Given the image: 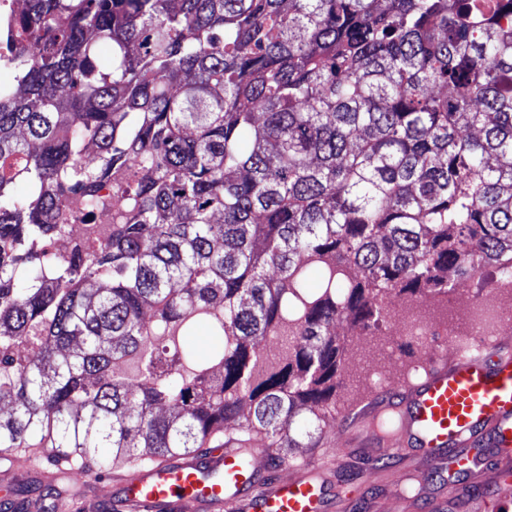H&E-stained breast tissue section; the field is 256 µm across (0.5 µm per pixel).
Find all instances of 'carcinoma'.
<instances>
[{"label": "carcinoma", "mask_w": 512, "mask_h": 512, "mask_svg": "<svg viewBox=\"0 0 512 512\" xmlns=\"http://www.w3.org/2000/svg\"><path fill=\"white\" fill-rule=\"evenodd\" d=\"M0 65V452L278 456L336 320L512 262V0H24ZM73 192L112 233L50 256Z\"/></svg>", "instance_id": "carcinoma-1"}]
</instances>
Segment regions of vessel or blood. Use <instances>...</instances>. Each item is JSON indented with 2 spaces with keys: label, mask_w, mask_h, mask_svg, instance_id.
Returning a JSON list of instances; mask_svg holds the SVG:
<instances>
[{
  "label": "vessel or blood",
  "mask_w": 512,
  "mask_h": 512,
  "mask_svg": "<svg viewBox=\"0 0 512 512\" xmlns=\"http://www.w3.org/2000/svg\"><path fill=\"white\" fill-rule=\"evenodd\" d=\"M353 441L376 457L417 449L408 471L420 480L428 461L448 460V496L457 512L489 502L492 512L512 506V346L482 350L457 346L452 360L432 359L417 381L387 402L370 401ZM15 455L0 453V501L17 478ZM495 469L492 497L463 492L461 479ZM122 512H330L331 469L297 467L293 477H269L254 447L215 448L207 456L176 455L138 469L119 483Z\"/></svg>",
  "instance_id": "b4317fda"
}]
</instances>
